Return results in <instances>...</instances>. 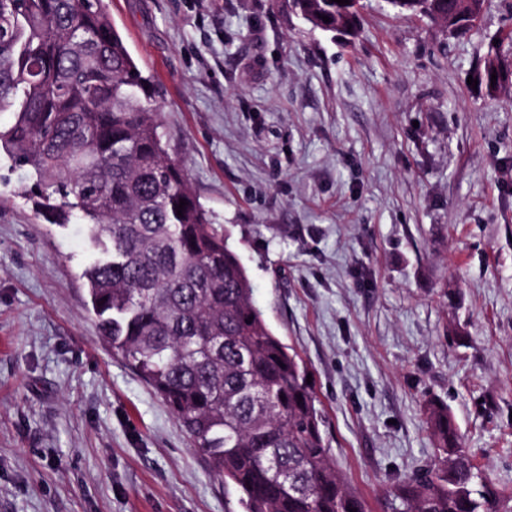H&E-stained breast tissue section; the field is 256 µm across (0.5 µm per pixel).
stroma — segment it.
<instances>
[{
    "instance_id": "obj_1",
    "label": "stroma",
    "mask_w": 512,
    "mask_h": 512,
    "mask_svg": "<svg viewBox=\"0 0 512 512\" xmlns=\"http://www.w3.org/2000/svg\"><path fill=\"white\" fill-rule=\"evenodd\" d=\"M267 324L311 373L338 468L383 494L447 406L512 495V0L449 32L362 0L356 37L289 0H103ZM0 155V512H225L223 484L86 305L82 225Z\"/></svg>"
}]
</instances>
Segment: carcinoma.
I'll return each mask as SVG.
<instances>
[{"label": "carcinoma", "instance_id": "carcinoma-1", "mask_svg": "<svg viewBox=\"0 0 512 512\" xmlns=\"http://www.w3.org/2000/svg\"><path fill=\"white\" fill-rule=\"evenodd\" d=\"M389 2L452 26L482 16L461 0ZM292 8L323 31L358 32L360 0ZM508 62L491 45L482 72ZM153 96L102 0H0V112L13 114L0 152L31 171L24 194L48 223L84 224L82 278L102 339L178 417L224 482L228 512H368L330 452L306 365L255 304L228 234L169 152ZM427 424L434 460L387 488L384 512H512L448 407H431Z\"/></svg>", "mask_w": 512, "mask_h": 512}]
</instances>
